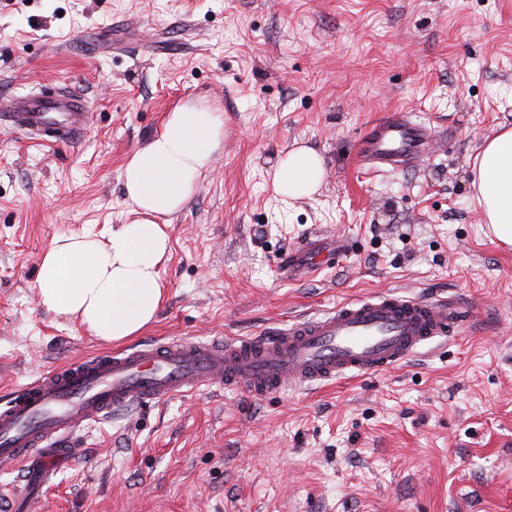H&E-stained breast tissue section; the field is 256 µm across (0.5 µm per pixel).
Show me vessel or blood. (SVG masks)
Instances as JSON below:
<instances>
[{
	"mask_svg": "<svg viewBox=\"0 0 512 512\" xmlns=\"http://www.w3.org/2000/svg\"><path fill=\"white\" fill-rule=\"evenodd\" d=\"M8 130L79 142L87 112L73 94L38 92L0 101ZM436 132L395 113L363 138L360 161L378 173L427 154ZM462 316L445 301L382 293L296 320L267 337L149 341L41 374L0 406V465L18 471L25 494L14 512H29L51 486L42 458L71 460L77 429L131 405L151 407L203 387L255 396L308 388L349 374L400 365L440 339L454 337Z\"/></svg>",
	"mask_w": 512,
	"mask_h": 512,
	"instance_id": "vessel-or-blood-1",
	"label": "vessel or blood"
}]
</instances>
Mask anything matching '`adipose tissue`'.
<instances>
[{
    "label": "adipose tissue",
    "instance_id": "adipose-tissue-1",
    "mask_svg": "<svg viewBox=\"0 0 512 512\" xmlns=\"http://www.w3.org/2000/svg\"><path fill=\"white\" fill-rule=\"evenodd\" d=\"M224 135L220 113L188 102L169 112L161 130L125 163L121 178L132 221L106 239L61 236L44 253L35 281L38 303L75 317L94 336L115 342L138 335L163 301L162 267L169 236L162 216L183 208L210 170ZM324 178L322 157L291 148L272 173L283 199L309 198ZM471 188L495 238L512 246V127L500 128L474 157Z\"/></svg>",
    "mask_w": 512,
    "mask_h": 512
}]
</instances>
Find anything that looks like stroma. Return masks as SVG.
<instances>
[{"label":"stroma","mask_w":512,"mask_h":512,"mask_svg":"<svg viewBox=\"0 0 512 512\" xmlns=\"http://www.w3.org/2000/svg\"><path fill=\"white\" fill-rule=\"evenodd\" d=\"M46 86L89 124L68 145L0 128V403L114 350L39 305L40 261L130 221L121 169L189 100L224 137L168 217L163 302L133 344L257 336L380 292L467 322L391 371L263 398L204 387L82 429L32 512H512V249L469 189L512 126V0H0V98ZM395 110L434 145L369 172L362 140ZM296 144L325 177L285 203L271 176ZM310 248L316 272L281 268Z\"/></svg>","instance_id":"obj_1"}]
</instances>
